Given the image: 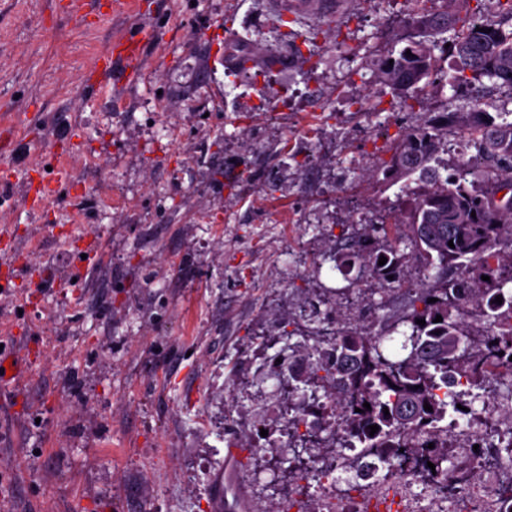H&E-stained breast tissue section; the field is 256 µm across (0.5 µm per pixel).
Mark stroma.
<instances>
[{
	"label": "stroma",
	"instance_id": "1",
	"mask_svg": "<svg viewBox=\"0 0 512 512\" xmlns=\"http://www.w3.org/2000/svg\"><path fill=\"white\" fill-rule=\"evenodd\" d=\"M277 2L0 0L17 131L0 147V330L27 362L0 388V512H213L230 446L246 512H321L322 488L288 471L283 325L328 313L377 333L402 314L405 289L322 255L388 213L385 144L453 91L408 110L377 75L409 0L296 15V51ZM228 26L282 64L226 70ZM139 29V73L98 92L95 56ZM59 154L60 193L37 199Z\"/></svg>",
	"mask_w": 512,
	"mask_h": 512
}]
</instances>
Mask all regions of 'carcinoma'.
Returning a JSON list of instances; mask_svg holds the SVG:
<instances>
[{"label": "carcinoma", "instance_id": "obj_1", "mask_svg": "<svg viewBox=\"0 0 512 512\" xmlns=\"http://www.w3.org/2000/svg\"><path fill=\"white\" fill-rule=\"evenodd\" d=\"M414 2L416 11L404 20L406 34L397 39L407 45L377 62L382 80L410 110L422 104L420 93L440 74L465 102L436 113L423 127L401 128L386 147L384 177L405 180L397 195L400 215L370 225L386 248L376 252L357 241L348 253L327 258L347 272L366 264L378 281L399 284L412 255L424 281L414 289L407 313L390 325L392 332L409 326L398 359L385 354L379 334L319 325L282 335L284 346L274 355L282 359L276 376L288 385V397L303 403L288 418L295 442L289 468L300 480L324 477L303 454L323 441L308 416L326 413L333 416L330 435L339 447L382 449L381 468L389 473L398 449L413 448L435 465L420 470L419 480L437 487L441 474L455 470L448 465L453 418L485 398L487 365L501 352L512 357V296L494 304L512 288V207H493L500 187L512 186V111L492 115L480 95L487 81L512 94V29H504L512 26V0ZM437 49L443 57L435 55ZM460 130L467 131L474 158L443 177L439 169L448 164L441 155ZM382 256L387 262L380 266ZM426 403L432 410L424 409ZM371 425L379 426L374 434Z\"/></svg>", "mask_w": 512, "mask_h": 512}]
</instances>
